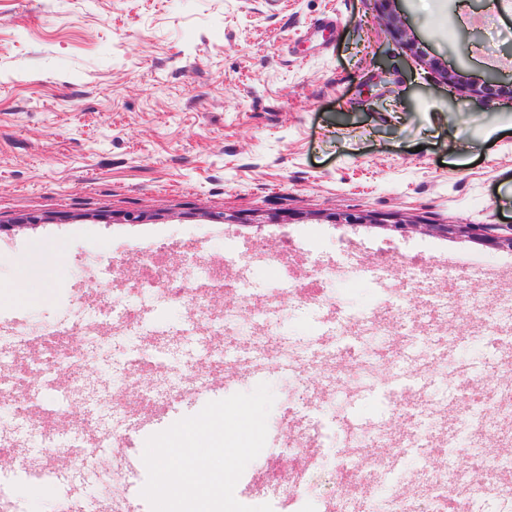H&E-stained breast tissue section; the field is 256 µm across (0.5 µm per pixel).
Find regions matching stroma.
I'll return each instance as SVG.
<instances>
[{
    "label": "stroma",
    "mask_w": 512,
    "mask_h": 512,
    "mask_svg": "<svg viewBox=\"0 0 512 512\" xmlns=\"http://www.w3.org/2000/svg\"><path fill=\"white\" fill-rule=\"evenodd\" d=\"M394 13L412 38L398 43L381 15ZM473 81L512 87V0H0V281L26 272L31 253L62 245L50 297L0 302V345L68 327L73 372L47 370L24 390L16 357L0 364V432L14 434L30 400L67 423L44 424L16 449L30 469L65 447V429L85 440L123 429L139 391L121 385L143 363H159L150 395L165 399L157 428L211 401L251 392L247 379L182 387L208 378L222 355L253 346L297 364L295 377H267L275 401L267 441L235 487L238 502L288 512L285 495L253 491L266 457L287 458L288 432L320 427L321 447L306 512L350 456L343 430L354 421L393 441H415L379 474L381 493L413 487L431 461L428 435L467 469L450 397L457 369L478 360L493 389L508 345L481 325L436 327L409 317L423 291L401 296L402 268L426 257L463 273L478 265L475 294L492 307L512 297V250L426 224L512 225V104L502 97L452 99L430 64ZM140 212L130 224L126 213ZM343 212L370 224H339ZM41 224L17 229L20 218ZM413 231H390L391 223ZM179 259L198 254L197 278L226 276L230 305L281 298L262 322L192 319L185 303L132 287L141 247ZM287 269L269 271L270 256ZM332 269L323 298L306 290L315 269ZM408 317L389 321L392 303ZM410 350L416 375L431 378L418 422L394 430L409 399L378 340ZM336 350L371 375L320 378L314 352Z\"/></svg>",
    "instance_id": "stroma-1"
}]
</instances>
